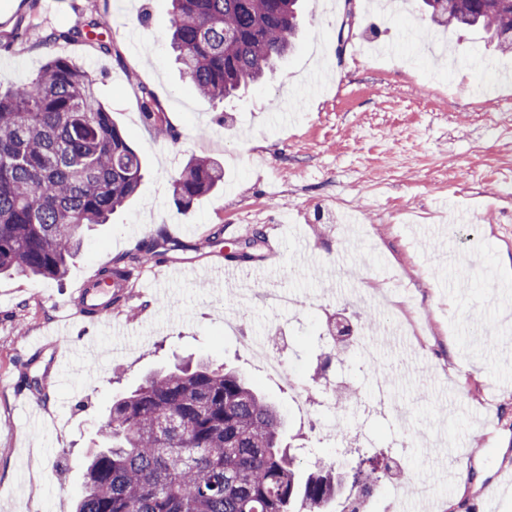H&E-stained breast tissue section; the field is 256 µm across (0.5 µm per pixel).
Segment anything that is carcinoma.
<instances>
[{"instance_id": "1", "label": "carcinoma", "mask_w": 512, "mask_h": 512, "mask_svg": "<svg viewBox=\"0 0 512 512\" xmlns=\"http://www.w3.org/2000/svg\"><path fill=\"white\" fill-rule=\"evenodd\" d=\"M168 32L192 92L215 105L232 101L292 49L300 0H170ZM430 20L483 31L512 53V0H419ZM88 28L49 40L111 45ZM144 117L167 131L149 92ZM143 161L98 100L95 80L52 56L32 80L0 91V274L59 279L81 249L84 228L105 224L136 195ZM221 167L191 158L174 179L185 208L217 191ZM260 230L238 243L234 260H253ZM191 425L189 432L181 423ZM284 416L234 371L202 362L148 378L112 403L111 444L86 463L75 512H327L341 500L363 512L364 494L390 465L361 455L303 472L282 449Z\"/></svg>"}]
</instances>
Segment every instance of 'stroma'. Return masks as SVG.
<instances>
[{
  "instance_id": "stroma-1",
  "label": "stroma",
  "mask_w": 512,
  "mask_h": 512,
  "mask_svg": "<svg viewBox=\"0 0 512 512\" xmlns=\"http://www.w3.org/2000/svg\"><path fill=\"white\" fill-rule=\"evenodd\" d=\"M329 0H303L302 34L273 74L226 105L197 98L181 75L167 37L169 0H0V84L30 80L61 55L95 80L146 171L137 197L109 223L86 232L80 254L60 279L0 276V512H74L84 490V457L105 445L113 397L156 370L192 357L238 370L286 414L287 443L309 467L336 455L401 460L432 498L419 505L387 499L374 487L368 512H512V489L485 498L504 466L512 468V73L481 34L432 31L413 0H356L328 11ZM99 21L111 43L47 42L51 32ZM435 32L437 43L404 38L405 28ZM150 90L176 140L154 134L143 118ZM304 93L297 117L276 109ZM193 157L224 168V188L180 207L173 181ZM351 202L353 224H337L336 203ZM466 222L449 228L452 213ZM234 224L279 237L280 273L244 292L215 288L197 271L179 279L151 275L132 289L109 321L76 320L68 374L50 367L54 306L81 281L123 260L137 268L141 245L157 242L158 263L225 262L215 233ZM312 251L338 270L325 280L294 266ZM402 274L422 280L408 303L427 333L395 332L402 312L368 300L362 280ZM288 291L302 304L271 306ZM344 310L375 314L363 340L391 379L398 421L373 399L359 349L331 363L330 383L346 395L336 416L343 436L319 438L293 399L325 361L321 334ZM238 310L249 335L271 342L295 387L265 375L258 359L224 333ZM102 351L84 355L81 337ZM326 362V361H325Z\"/></svg>"
}]
</instances>
